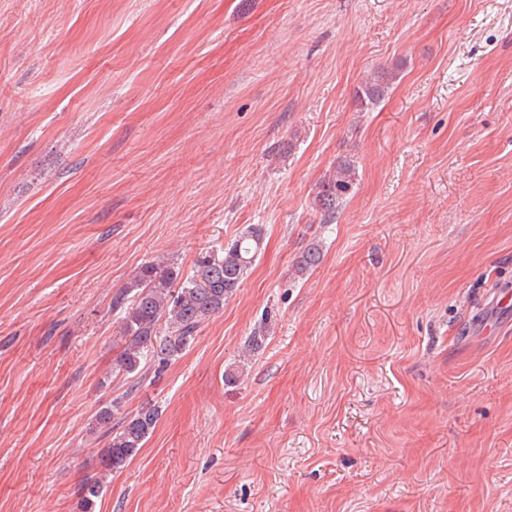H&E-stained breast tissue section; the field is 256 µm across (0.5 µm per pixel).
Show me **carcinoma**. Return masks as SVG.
Here are the masks:
<instances>
[{"label": "carcinoma", "instance_id": "carcinoma-1", "mask_svg": "<svg viewBox=\"0 0 512 512\" xmlns=\"http://www.w3.org/2000/svg\"><path fill=\"white\" fill-rule=\"evenodd\" d=\"M397 78V69H382L356 91L360 111L384 98ZM356 168L349 161L336 164L335 172L319 195L323 221L335 218L355 184ZM263 229L248 226L221 252L197 257L191 272L184 276L171 265L143 264L119 293L112 298V309L120 310L121 351L115 358L118 373L137 375L146 366L163 371L190 347L200 326L224 310V304L240 287L261 250ZM322 256L319 244H309L295 265V274L305 275ZM159 416L158 407L144 405L135 413L122 412L118 400L101 408L95 428L109 438L102 463L104 471L123 469L143 448ZM105 483L91 477L79 488L82 512H94Z\"/></svg>", "mask_w": 512, "mask_h": 512}]
</instances>
